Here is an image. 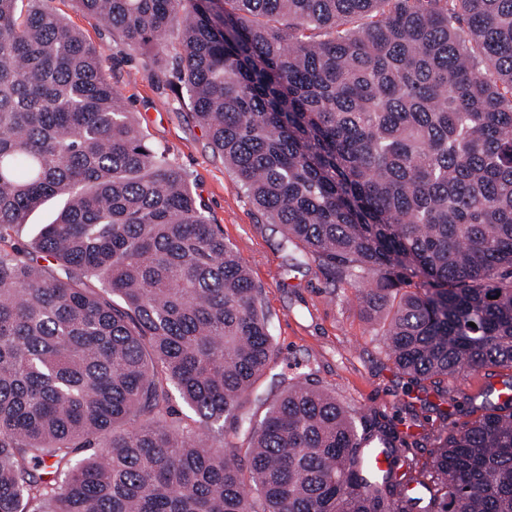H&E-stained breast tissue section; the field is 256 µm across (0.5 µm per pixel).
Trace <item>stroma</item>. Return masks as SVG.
Listing matches in <instances>:
<instances>
[{"label":"stroma","instance_id":"obj_1","mask_svg":"<svg viewBox=\"0 0 512 512\" xmlns=\"http://www.w3.org/2000/svg\"><path fill=\"white\" fill-rule=\"evenodd\" d=\"M52 7L102 48L104 67L139 128L185 172L208 219L262 290L276 356L247 395L248 411L264 415L290 378L306 375L347 406L357 422L388 424L397 437H410V454L422 465L430 463L440 434L484 413L488 387L511 379L512 372L489 369L438 384L411 381L389 358L380 318L362 303L358 284L332 278L314 259L297 262L282 227L261 219L213 152L205 129L165 82L140 73L139 57L75 0H53Z\"/></svg>","mask_w":512,"mask_h":512}]
</instances>
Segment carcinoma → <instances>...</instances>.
Here are the masks:
<instances>
[{"label": "carcinoma", "instance_id": "1", "mask_svg": "<svg viewBox=\"0 0 512 512\" xmlns=\"http://www.w3.org/2000/svg\"><path fill=\"white\" fill-rule=\"evenodd\" d=\"M76 3L143 71L174 52L261 217L387 310L397 369L512 370V0ZM259 295L103 50L0 0V512H512V397L427 466L305 379L245 411ZM56 203H49L46 206L34 211L28 218L27 224H22L19 229V238L29 240L37 235L43 224H49L55 217L57 210Z\"/></svg>", "mask_w": 512, "mask_h": 512}]
</instances>
